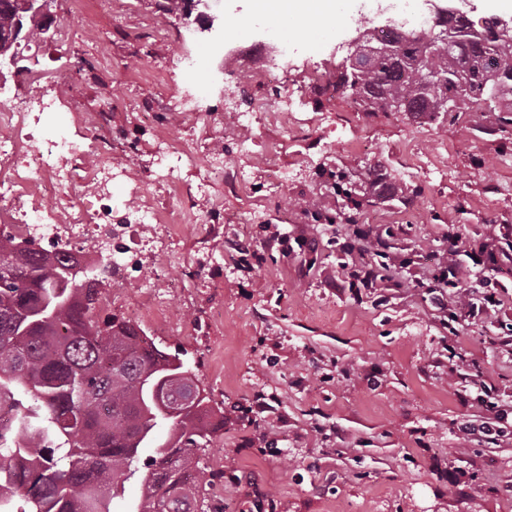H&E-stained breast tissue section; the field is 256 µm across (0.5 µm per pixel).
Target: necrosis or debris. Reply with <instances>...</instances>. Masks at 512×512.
I'll list each match as a JSON object with an SVG mask.
<instances>
[{"instance_id":"necrosis-or-debris-1","label":"necrosis or debris","mask_w":512,"mask_h":512,"mask_svg":"<svg viewBox=\"0 0 512 512\" xmlns=\"http://www.w3.org/2000/svg\"><path fill=\"white\" fill-rule=\"evenodd\" d=\"M60 105L56 92L45 91L25 99L0 81V161L18 164L12 176L0 178V207L6 209L16 234L34 239L51 240L65 233L82 247L104 231H111L106 259L113 278L124 280L144 247L138 228L155 221L156 216L148 207L140 206L126 213L124 223H113L111 163L101 160L85 167L69 161L70 156L95 151L96 138L81 144L66 136L33 141L29 129L39 124L44 114L59 111ZM83 185L100 197L99 210L40 204L42 198L55 197L63 188Z\"/></svg>"}]
</instances>
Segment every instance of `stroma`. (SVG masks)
Here are the masks:
<instances>
[{
	"label": "stroma",
	"instance_id": "1",
	"mask_svg": "<svg viewBox=\"0 0 512 512\" xmlns=\"http://www.w3.org/2000/svg\"><path fill=\"white\" fill-rule=\"evenodd\" d=\"M349 2L329 36L295 40L278 80L244 85L237 70L273 60L248 50L264 38L248 0H221L224 52L199 54L190 71L181 58L196 38L163 0H90L81 12L56 0L77 37L41 44L43 79L19 80L18 92L60 74L80 85L35 135L77 140L94 118L108 160L127 171L112 185L113 221L141 205L160 215L141 230L152 246L137 267L101 286L100 314L179 355L223 418L206 449L224 475L205 493L209 512H512V439L461 431L489 418L477 385L512 406V264L495 274L494 309L479 288L487 266L444 289L447 305L463 293L480 309L453 334L426 290L454 250L488 242L489 226L502 233L494 249L512 242V128L480 112L425 123L357 111L336 88L342 45L383 20ZM226 56L236 69L223 70ZM286 94L302 111L271 109ZM231 97L248 125L227 112ZM180 98L193 111H177ZM162 141L186 157L168 180L157 173ZM216 158L223 174L210 168ZM374 172L389 196L373 192ZM339 180L361 208L337 194ZM322 196L333 203L326 220L306 207ZM265 224L315 234L319 246L283 257L266 246ZM358 227L382 234L393 262L381 287L355 297L343 265Z\"/></svg>",
	"mask_w": 512,
	"mask_h": 512
}]
</instances>
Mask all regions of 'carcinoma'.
I'll list each match as a JSON object with an SVG mask.
<instances>
[{"instance_id": "carcinoma-1", "label": "carcinoma", "mask_w": 512, "mask_h": 512, "mask_svg": "<svg viewBox=\"0 0 512 512\" xmlns=\"http://www.w3.org/2000/svg\"><path fill=\"white\" fill-rule=\"evenodd\" d=\"M23 0H0V49ZM486 36L462 49L441 46L427 63L444 76L424 91L416 66L421 42L395 58L343 70L336 88L362 93V112H390L400 101L432 118L456 104L512 126V40L487 19ZM102 266L93 282L72 273V254L49 264L30 238L0 235V512H207L205 491L222 474L204 455L212 408L186 407L173 420L174 438L155 457L138 449L156 440L163 422L151 390L180 372L137 326L96 313ZM144 495L125 499V482L140 469Z\"/></svg>"}]
</instances>
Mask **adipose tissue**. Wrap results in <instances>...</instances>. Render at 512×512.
<instances>
[{
  "label": "adipose tissue",
  "instance_id": "1",
  "mask_svg": "<svg viewBox=\"0 0 512 512\" xmlns=\"http://www.w3.org/2000/svg\"><path fill=\"white\" fill-rule=\"evenodd\" d=\"M252 16L292 38L320 35L343 19L342 0H250Z\"/></svg>",
  "mask_w": 512,
  "mask_h": 512
}]
</instances>
